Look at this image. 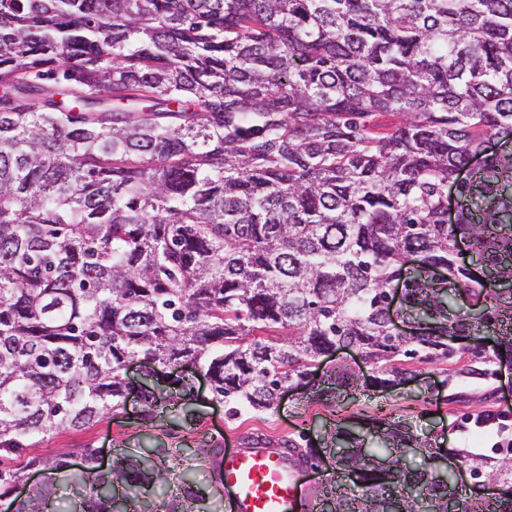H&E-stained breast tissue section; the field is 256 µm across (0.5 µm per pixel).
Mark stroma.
Instances as JSON below:
<instances>
[{"instance_id": "obj_1", "label": "stroma", "mask_w": 512, "mask_h": 512, "mask_svg": "<svg viewBox=\"0 0 512 512\" xmlns=\"http://www.w3.org/2000/svg\"><path fill=\"white\" fill-rule=\"evenodd\" d=\"M469 363L466 354L451 360L409 359L403 366L412 371V383L383 392L361 391L340 403L318 399L309 389L289 391L275 411L249 412L236 420L229 418L224 405L213 401L207 380L184 366L171 376L191 388L192 398L168 404L155 420H141V404L133 394L124 410L93 427L42 435L35 453L66 456L69 466L51 477L34 471L33 480H54L58 488L54 512H73L71 480L81 472L83 450L98 449L105 465L131 451L161 459L167 473L166 482L143 497L145 512H158L185 478L203 492L207 512H225L224 498L213 479L211 449L234 441L246 447L254 440L270 447L295 440L319 448L324 434L336 427L364 434L384 418L409 423L432 445L492 457L498 427L512 429V356L494 359L485 380L463 377Z\"/></svg>"}]
</instances>
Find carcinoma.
<instances>
[{
  "instance_id": "1",
  "label": "carcinoma",
  "mask_w": 512,
  "mask_h": 512,
  "mask_svg": "<svg viewBox=\"0 0 512 512\" xmlns=\"http://www.w3.org/2000/svg\"><path fill=\"white\" fill-rule=\"evenodd\" d=\"M502 133L512 0H0V487L62 469L19 458L122 409L140 355L149 375L193 364L236 418L343 348L372 375L338 370L317 395L402 385V359L459 338L511 353L512 146L458 185L448 223V181ZM399 287L410 336L391 326ZM188 393L142 390V419ZM383 425L372 448L336 430L335 512H448L452 474L405 463L418 437ZM452 455L512 484V457ZM82 462L76 512H137L164 479L131 452ZM203 502L187 486L165 512Z\"/></svg>"
}]
</instances>
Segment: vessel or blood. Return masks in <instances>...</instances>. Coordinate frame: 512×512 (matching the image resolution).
Returning <instances> with one entry per match:
<instances>
[{
    "instance_id": "1",
    "label": "vessel or blood",
    "mask_w": 512,
    "mask_h": 512,
    "mask_svg": "<svg viewBox=\"0 0 512 512\" xmlns=\"http://www.w3.org/2000/svg\"><path fill=\"white\" fill-rule=\"evenodd\" d=\"M316 473L298 448L225 449V512H319Z\"/></svg>"
}]
</instances>
